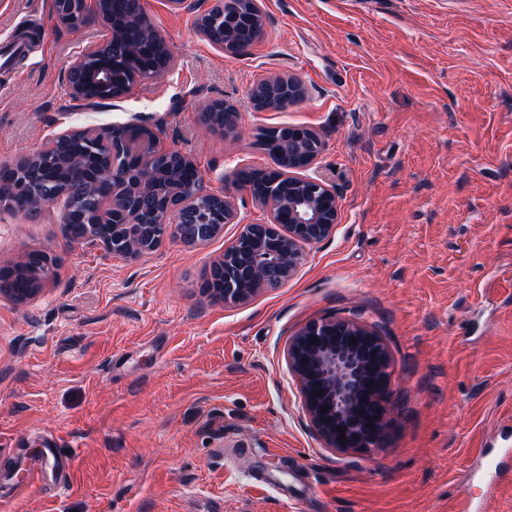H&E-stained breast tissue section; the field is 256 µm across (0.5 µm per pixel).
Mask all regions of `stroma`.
Listing matches in <instances>:
<instances>
[{
    "instance_id": "35a3bbf8",
    "label": "stroma",
    "mask_w": 512,
    "mask_h": 512,
    "mask_svg": "<svg viewBox=\"0 0 512 512\" xmlns=\"http://www.w3.org/2000/svg\"><path fill=\"white\" fill-rule=\"evenodd\" d=\"M176 55L103 107L67 71L111 36L64 27L53 0H0V42L36 32L0 66V165L64 129L155 128L191 158L238 221L211 239L167 235L125 258L69 242L61 209L0 206V268L45 250L57 276L27 303L0 296V469L53 444L72 468L0 512H457L480 500V443L512 448V0H264L263 35L233 55L197 31L211 0H141ZM303 99L255 108L260 80ZM232 104L235 129L201 115ZM302 126L326 148L311 170L340 220L281 287L236 303L202 291L240 224L266 212L236 187L271 171L260 130ZM344 317L381 336L393 377L370 453L327 448L288 370L305 325ZM275 481L267 489L265 481ZM288 90L290 98H302L304 87L302 83L293 77L281 78L278 80L259 81L251 90L250 96L253 104L258 109L273 108V100L282 96Z\"/></svg>"
}]
</instances>
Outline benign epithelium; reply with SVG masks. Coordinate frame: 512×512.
<instances>
[{"label": "benign epithelium", "instance_id": "7a95c632", "mask_svg": "<svg viewBox=\"0 0 512 512\" xmlns=\"http://www.w3.org/2000/svg\"><path fill=\"white\" fill-rule=\"evenodd\" d=\"M96 69L82 68L76 59L70 69L68 86L71 97L79 102L98 104L127 94L140 78L132 72L133 81L112 84V70L128 67L120 56L112 55L108 46L96 49ZM301 98L302 83L293 77L262 80L254 85L250 96L258 109L273 107V100L283 94ZM129 129L138 137L142 162L130 168V135L121 140L100 142L112 146V162L94 173L95 182L117 195L132 185L131 195L122 208L112 207L105 220L122 228L132 222L135 200L150 204L161 216L184 218L197 208V199L216 198L219 207L211 208V222L196 225L201 240L211 238L225 224H234L237 213L232 202L223 195L208 194L202 189L189 196L154 193L155 173L151 161L169 164L188 161L182 154L164 148L153 128L140 125ZM288 167L273 171V179L288 178L292 190L288 199L257 198L267 210V221L241 225L239 235L247 236L255 245L252 261L242 265L231 259L234 246L224 251V260L213 267L206 285L208 292L226 303L238 302L262 288H277L290 279L306 257V248L331 234L339 223L340 205L334 189L318 177L305 174L324 151V141L314 130L287 127ZM42 269L37 273L43 285L55 275L51 257L39 254ZM288 368L298 381L305 411L326 445L339 452L369 451L381 444L386 428V402L392 375V358L383 340L367 327L345 318L328 317L314 321L293 337L288 345ZM330 409L322 412L321 407ZM364 415H359V412ZM345 429L340 439L338 428Z\"/></svg>", "mask_w": 512, "mask_h": 512}]
</instances>
